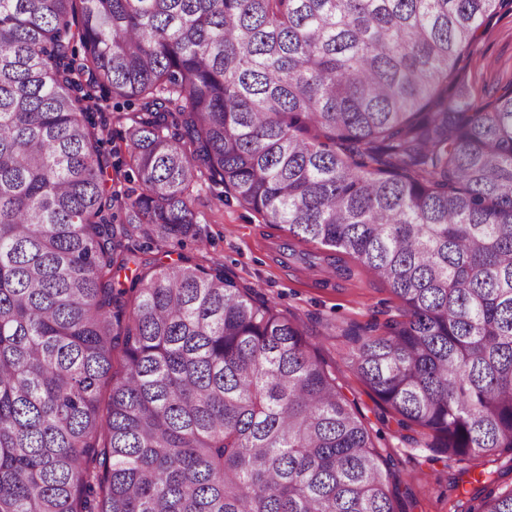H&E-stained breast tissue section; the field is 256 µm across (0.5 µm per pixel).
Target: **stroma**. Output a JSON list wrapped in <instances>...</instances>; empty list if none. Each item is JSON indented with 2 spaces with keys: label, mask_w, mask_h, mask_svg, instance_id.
Wrapping results in <instances>:
<instances>
[{
  "label": "stroma",
  "mask_w": 512,
  "mask_h": 512,
  "mask_svg": "<svg viewBox=\"0 0 512 512\" xmlns=\"http://www.w3.org/2000/svg\"><path fill=\"white\" fill-rule=\"evenodd\" d=\"M472 98L494 100L512 85V9H501L486 23L480 39L466 53L459 72ZM197 208L205 222L197 237L171 242L154 254L161 263L179 258L219 259L240 284L251 286L284 311L307 324L320 353L336 368L337 382L373 429L381 430L379 449L402 485L410 486L416 502L409 512H449L456 499L450 481L461 468L455 461L433 460L426 448L402 442L395 424H381L380 410L368 388L344 358L339 329L350 322L366 323L396 315L398 300L370 270L358 268L354 278L319 284L315 275L283 262L280 247L288 236L237 202H225L217 190L203 189Z\"/></svg>",
  "instance_id": "35a3bbf8"
}]
</instances>
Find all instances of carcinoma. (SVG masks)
I'll return each instance as SVG.
<instances>
[{
    "label": "carcinoma",
    "instance_id": "cac0c4a2",
    "mask_svg": "<svg viewBox=\"0 0 512 512\" xmlns=\"http://www.w3.org/2000/svg\"><path fill=\"white\" fill-rule=\"evenodd\" d=\"M510 3L0 0V512H407L299 318L217 259L147 258L206 183L388 284L351 367L480 469L456 512H512V87L457 82ZM97 101L106 107L105 112L100 113L101 111H99L96 105L92 102L89 103L88 101H84L82 102V105L87 108L88 112H94V116L97 121H100L101 119L105 120L104 124H107L109 131L108 143L105 145L106 148L112 149V151H118L122 154L126 153L127 141L125 140V128L115 122H112V108L107 106V103L101 100Z\"/></svg>",
    "mask_w": 512,
    "mask_h": 512
}]
</instances>
